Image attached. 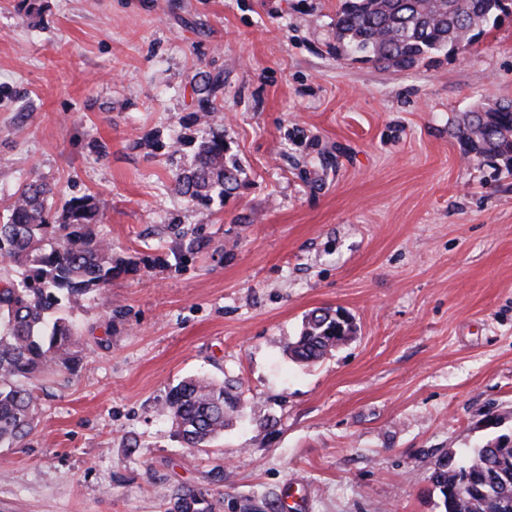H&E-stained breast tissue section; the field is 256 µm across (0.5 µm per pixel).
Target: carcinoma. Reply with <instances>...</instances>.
<instances>
[{
  "instance_id": "cac0c4a2",
  "label": "carcinoma",
  "mask_w": 512,
  "mask_h": 512,
  "mask_svg": "<svg viewBox=\"0 0 512 512\" xmlns=\"http://www.w3.org/2000/svg\"><path fill=\"white\" fill-rule=\"evenodd\" d=\"M502 0H340L333 24L336 43L366 61L408 70L425 60L455 56L477 43L502 17ZM204 116L217 111L207 81L195 89ZM455 136L464 153L489 160L512 175V101L465 113ZM224 132L196 146L190 166L174 173L177 191L205 207L238 186L240 169L227 157ZM51 190L30 181L11 197L0 223V268L16 276L0 280V447L21 446L38 425V383L78 371L83 352L76 325L63 308L93 295L104 298L112 280L137 270L134 257L116 258L112 242L95 229L99 205L84 195L67 200L62 222L49 221ZM355 329L328 308L306 316L291 357L304 364L340 346ZM239 397L211 378L189 376L171 387L163 410L189 448L223 435ZM463 479L447 471L437 483L443 512H512V437L499 436L463 457ZM208 493L175 495L181 512H212Z\"/></svg>"
}]
</instances>
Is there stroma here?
<instances>
[{"instance_id":"35a3bbf8","label":"stroma","mask_w":512,"mask_h":512,"mask_svg":"<svg viewBox=\"0 0 512 512\" xmlns=\"http://www.w3.org/2000/svg\"><path fill=\"white\" fill-rule=\"evenodd\" d=\"M337 5L0 0V215L35 178L54 221L89 194L114 257L140 260L68 308L89 350L0 448V512H168L183 489L213 512H439L434 469L512 436V176L454 136L512 100V17L397 71L338 48ZM208 126L240 173L205 210L173 173ZM316 308L356 332L295 362ZM191 375L241 398L207 448L162 413Z\"/></svg>"}]
</instances>
